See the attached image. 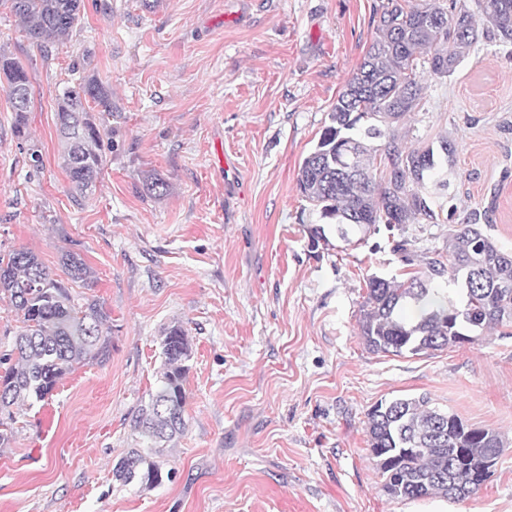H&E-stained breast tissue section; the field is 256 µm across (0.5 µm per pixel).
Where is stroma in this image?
<instances>
[{"label": "stroma", "instance_id": "1", "mask_svg": "<svg viewBox=\"0 0 512 512\" xmlns=\"http://www.w3.org/2000/svg\"><path fill=\"white\" fill-rule=\"evenodd\" d=\"M381 0H84L81 23L40 50L0 7V50L33 79L32 166L0 88V254L25 249L59 272L79 254L111 317L106 361L77 367L23 411L0 449V512H512V335L393 356L359 333L366 276L400 265L386 233L314 246L319 217L298 165L328 125L374 36ZM112 91L114 147L74 202L56 96L76 75ZM409 148L448 138L440 194L451 222L512 252V43L479 39L454 74L423 73ZM154 174L165 195H146ZM179 323L193 348L188 427L164 452L172 480L141 489L112 469ZM432 406L498 433L495 474L460 501L396 499L369 455L377 402ZM53 408V424L40 418Z\"/></svg>", "mask_w": 512, "mask_h": 512}]
</instances>
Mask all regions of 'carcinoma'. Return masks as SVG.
Masks as SVG:
<instances>
[{"instance_id":"1","label":"carcinoma","mask_w":512,"mask_h":512,"mask_svg":"<svg viewBox=\"0 0 512 512\" xmlns=\"http://www.w3.org/2000/svg\"><path fill=\"white\" fill-rule=\"evenodd\" d=\"M39 47L69 35L81 21L83 0H0ZM478 28L465 0H384L375 37L328 113L329 125L303 158L297 173L302 197L319 219L333 221L337 236L397 231L392 251L403 273L365 280L360 334L368 348L392 355L443 350L473 343L487 329L512 328V254L478 227L480 215L448 233L445 252L420 254L406 236L409 224H443L444 205L433 189H447L440 176L450 164L448 138L438 146L408 150L397 124L420 104L419 67L448 77L483 36L512 42V0H475ZM14 130L26 139L32 80L16 58L0 53ZM112 112V96L98 78L66 85L57 97V128L63 166L77 197L92 192L103 172L104 137L112 129L89 112V101ZM380 140L376 147L373 142ZM144 190L162 196L167 182L144 177ZM429 275L422 277L418 266ZM57 275L28 250L0 255V293H5L22 327L13 348L0 355V447L14 436L17 408L43 402L67 374L110 355V316L103 303L75 302L67 283L92 287L90 271L77 253L61 257ZM448 276L458 287L455 301L433 287ZM162 368L148 402L132 419L136 446L117 463L123 485L151 488L171 478L163 471L164 444L187 429L184 382L192 359L189 336L180 324L160 341ZM370 455L393 498L439 496L451 500L478 492L492 477L505 450L499 434L472 427L455 414L430 406V398L380 402L368 412Z\"/></svg>"}]
</instances>
